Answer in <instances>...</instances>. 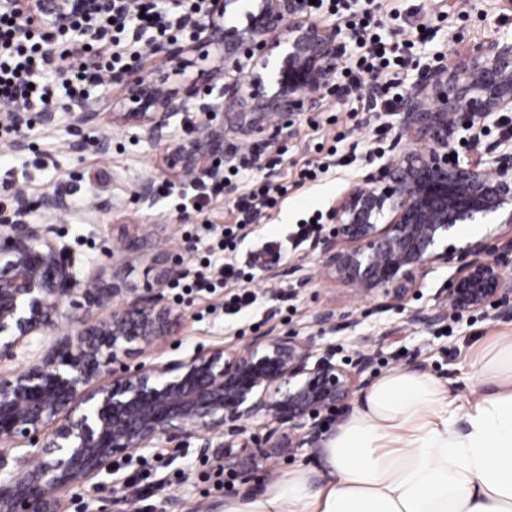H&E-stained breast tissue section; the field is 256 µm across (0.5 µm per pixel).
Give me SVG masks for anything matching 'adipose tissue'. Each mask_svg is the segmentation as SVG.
I'll list each match as a JSON object with an SVG mask.
<instances>
[{"label":"adipose tissue","mask_w":512,"mask_h":512,"mask_svg":"<svg viewBox=\"0 0 512 512\" xmlns=\"http://www.w3.org/2000/svg\"><path fill=\"white\" fill-rule=\"evenodd\" d=\"M486 390L456 404L395 368L362 393L316 465L225 499L223 512H512V336L472 365Z\"/></svg>","instance_id":"1"}]
</instances>
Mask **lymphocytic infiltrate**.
<instances>
[{
	"label": "lymphocytic infiltrate",
	"mask_w": 512,
	"mask_h": 512,
	"mask_svg": "<svg viewBox=\"0 0 512 512\" xmlns=\"http://www.w3.org/2000/svg\"><path fill=\"white\" fill-rule=\"evenodd\" d=\"M359 0H315L342 19L351 33V56L337 75L345 95L369 109L392 110L398 69L409 45H387L374 14ZM208 0H0V110L31 125L64 91L69 103L88 100V86L102 85L117 71H137L143 38L154 44L193 40ZM288 193L287 186L262 184L235 205L237 227L254 223Z\"/></svg>",
	"instance_id": "lymphocytic-infiltrate-1"
}]
</instances>
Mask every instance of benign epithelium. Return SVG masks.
<instances>
[{"mask_svg": "<svg viewBox=\"0 0 512 512\" xmlns=\"http://www.w3.org/2000/svg\"><path fill=\"white\" fill-rule=\"evenodd\" d=\"M235 3L245 11L243 27L214 19L198 36L234 42L224 71L247 72L250 90L237 79L226 82L224 100L201 111L232 104L252 126L321 107L322 91L336 86L340 29L310 20L305 0H259L254 10L245 0H214L215 15ZM177 59L176 48L157 47L149 64ZM123 86L144 136L173 137L172 123L189 111L193 92H164L138 79ZM511 111L512 40L478 47L458 71L446 65L426 71L396 105L402 132L426 149L383 164L336 199V227L319 240L327 272L361 295L381 290L400 302L416 274L455 261L446 293L413 319L433 325L488 306L512 318V278L505 273L512 239L452 243L461 224L490 218L512 224V137L479 148L481 120ZM462 133L470 147L461 154L454 143ZM222 152L223 134L211 131L182 147L174 168L183 177L209 176ZM51 233L50 224L0 222V362L13 360L29 337L57 321L73 330L42 358L0 372V512H59V494L111 472L116 458L199 432L228 436L226 466L259 470L265 463L259 451L239 466L245 449L255 447L247 432L257 418L277 423L272 435L311 430L372 367L373 357L361 350L341 362L332 345L269 333L236 352L214 348L131 368L123 363L128 345L174 335L159 304L162 286L182 276L181 265L166 261L159 287L142 292L107 284L100 273L80 279ZM117 298L121 310L91 319ZM104 373L110 380L100 384ZM21 440L29 450L11 457V445Z\"/></svg>", "mask_w": 512, "mask_h": 512, "instance_id": "7a95c632", "label": "benign epithelium"}]
</instances>
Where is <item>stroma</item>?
<instances>
[{
    "label": "stroma",
    "instance_id": "1",
    "mask_svg": "<svg viewBox=\"0 0 512 512\" xmlns=\"http://www.w3.org/2000/svg\"><path fill=\"white\" fill-rule=\"evenodd\" d=\"M456 0H376L389 43L414 41L413 54L400 74V89L408 91L426 67L441 60H463L466 50L504 38L512 39V7L505 0H467L464 10ZM467 19H460V12ZM428 24L416 35L419 24ZM224 49L196 40L183 47L180 62L161 70L144 68L143 80L162 90L190 89L195 93L190 110L177 120L176 140L202 136L201 105L215 102L224 81L218 78ZM124 91L119 83L93 89L89 100L96 110L94 120L75 124L70 110L56 109L53 125L34 124L22 145L0 140V218L12 217L16 194L28 202L29 222L49 224L53 236L64 245L77 271L102 272L112 278V260L107 249L139 237L145 244L123 270L125 280L140 288L154 287L166 255L181 257L184 268L202 265L211 256L214 239L207 225L235 223V200L252 182L266 181L287 186L288 196L280 206L265 211L253 224L235 234L225 261L251 276L252 304L242 309L225 307L230 291L181 293L164 288V304L177 333L141 352H133L128 365L165 363L191 355L198 349H242L258 335L273 331L312 338L318 345H335L339 359L355 351L371 354L374 365L357 382L365 389L379 375L394 368H414L445 380L451 396L471 400L482 387L470 365L494 338L512 335V320L498 318L494 311L477 310L444 323L425 326L413 314L433 305L445 290L455 268L440 265L418 274L402 304L377 293L357 294L336 281L322 266L317 237L297 243V224L321 214L323 231L334 222L332 208L350 184L360 181L380 165L412 151L415 141L400 132V117L394 112H366L346 96L328 93L321 108L289 116L277 135L260 131L242 136L216 115L214 123L224 130L225 151H244L258 146L276 166L255 165L232 177L220 193L204 199L202 208L189 206L197 192L196 180L178 177L168 163L173 144L148 143L134 121L117 118ZM385 128V139L374 135ZM336 154L347 165L335 164L317 181L298 184L297 173L309 161ZM169 183L170 189L155 195L153 205L138 203L136 191L144 182ZM67 200L62 211L43 205L47 194ZM332 314L325 325L316 324L318 314ZM356 406L348 400L333 414L318 418L315 438L301 440L293 448L266 449L267 468L252 478L225 473L224 486H216L214 469L223 464L218 449L220 435L201 432L161 448L137 451L118 459V477L125 480L122 512H223L226 497L265 487L284 470L313 464L322 439ZM214 447L201 457L204 442ZM154 464L151 483L169 484L166 494L149 498L147 507L136 510L130 498V480L143 462ZM112 479L65 494L60 512H103L112 496Z\"/></svg>",
    "mask_w": 512,
    "mask_h": 512
}]
</instances>
